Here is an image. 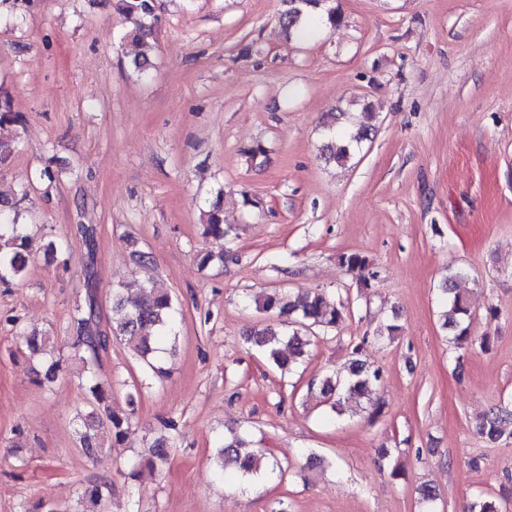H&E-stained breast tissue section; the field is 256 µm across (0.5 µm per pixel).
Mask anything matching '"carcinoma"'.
Returning a JSON list of instances; mask_svg holds the SVG:
<instances>
[{"mask_svg": "<svg viewBox=\"0 0 512 512\" xmlns=\"http://www.w3.org/2000/svg\"><path fill=\"white\" fill-rule=\"evenodd\" d=\"M282 2L285 9L280 13L279 24L288 39L295 37L299 24L307 20L312 22L316 16L333 27L340 21L336 10L327 6V0ZM115 7L131 23L126 37L137 47L131 66L135 72L142 74L151 65L155 35L162 24L155 0H116ZM345 116L344 112H332L330 120L325 122L327 142L322 147V156L329 163H346L352 149L368 140L373 129L375 113L364 112L359 124L338 133L336 122ZM21 121L22 116L13 111L9 97L1 96L0 167L7 165L13 157L15 126ZM26 196L25 192L18 198L0 196L1 285L8 286L20 280L28 267L29 235L25 225L18 223L19 206ZM231 232L232 227L224 223V207L218 198L205 213L204 234L212 243L221 245ZM338 260L348 270L358 273L367 288L371 280L377 277L372 263L361 253H344L339 255ZM470 281L471 277L464 268L448 269V276L440 288L444 307L443 325L451 330L449 343L455 348L468 350L477 346L487 351L490 341L473 338L466 325L470 317ZM253 303L258 311L277 313L282 318V327L258 322L247 333L246 343L260 351L280 370L292 369L316 339V330L332 328L342 317L336 304L319 293L285 294L275 291L255 297ZM95 305L96 292L89 289L84 298L76 301L69 314L66 339L67 347L73 357L81 361L86 374L90 410L79 416L77 434L80 447L89 456L107 442L112 447L122 444L137 403L136 393L129 391L126 394L129 410L122 412L113 409L112 384L97 379L100 359L112 347V340H120L135 354L146 359L158 351L166 352L167 346L174 345L177 338V303L152 280L141 285L140 294L134 299L124 296L118 289L112 290L111 314L102 327L95 315ZM399 331L400 326L396 323L366 331L353 347L351 358L340 372L309 383L308 389H318L322 402L329 405L328 420L342 414L343 402L351 398L372 402L373 388L381 381L382 370L363 360L362 350L370 343L394 340ZM48 344L50 337L36 330L26 336L30 351L44 354V380L52 383L62 371V357L47 349ZM511 425L512 406L496 405L479 420L477 431L488 440H500L505 435L512 436L509 430ZM229 432L230 438L224 440L218 450L220 470L217 475L224 476L226 464L232 463L236 466L239 480L250 481L258 474L261 454L249 448L237 429L232 427ZM107 490L105 484L87 487L82 492L81 500L96 508L105 500ZM467 512H503V508L491 498L480 497L469 504Z\"/></svg>", "mask_w": 512, "mask_h": 512, "instance_id": "1", "label": "carcinoma"}]
</instances>
